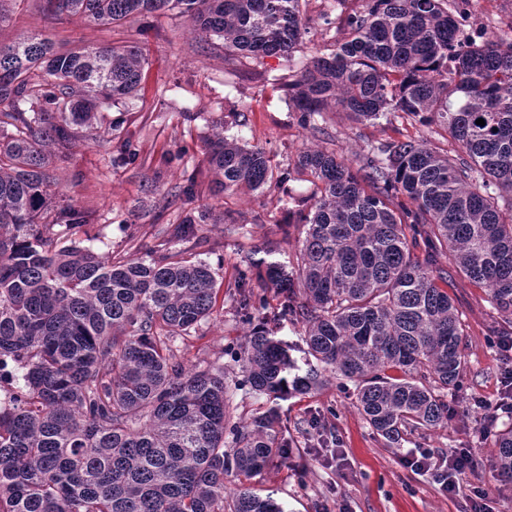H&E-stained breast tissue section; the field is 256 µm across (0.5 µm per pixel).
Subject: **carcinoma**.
Instances as JSON below:
<instances>
[{"mask_svg": "<svg viewBox=\"0 0 512 512\" xmlns=\"http://www.w3.org/2000/svg\"><path fill=\"white\" fill-rule=\"evenodd\" d=\"M42 2L50 17L100 28L176 9L228 56L285 58L276 84L304 129L326 133L329 112L355 123L401 112L458 146L389 140L355 162L307 148L283 168L221 131L206 147L216 188L275 186L302 226L291 271L263 258L250 266L288 293L305 371L290 374L287 351L256 322L265 301L245 270L241 385L279 397L348 380L391 445L448 421L464 329L437 256L487 289L504 317L499 335H512V41L469 31L467 11L449 0H336L330 52L296 70L302 0ZM146 64L136 42L60 51L33 34L0 44V364L24 370V387L0 405V512H281L250 487L224 485L288 458L275 412L230 421L224 369H188L172 349L215 310L210 266L163 243L146 258L99 254L72 239L85 213L51 214L50 159L101 105L135 96ZM298 176L313 195H291ZM211 218L193 208L170 236L190 241ZM52 229L65 245L47 244ZM494 466L512 480V421L496 431Z\"/></svg>", "mask_w": 512, "mask_h": 512, "instance_id": "1", "label": "carcinoma"}]
</instances>
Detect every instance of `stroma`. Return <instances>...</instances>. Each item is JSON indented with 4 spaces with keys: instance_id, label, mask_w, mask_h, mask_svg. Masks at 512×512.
<instances>
[{
    "instance_id": "stroma-1",
    "label": "stroma",
    "mask_w": 512,
    "mask_h": 512,
    "mask_svg": "<svg viewBox=\"0 0 512 512\" xmlns=\"http://www.w3.org/2000/svg\"><path fill=\"white\" fill-rule=\"evenodd\" d=\"M473 29L512 38V0H469ZM308 32L295 54L296 65L324 53L330 43L322 17L332 0H304ZM42 33L71 48L85 44L140 41L148 63L137 95L103 106L93 127L79 129L65 160L49 166L57 180L52 209L69 205L82 210L89 223L79 240L96 251L124 257H147L159 244L187 251L212 269L219 288L213 315L196 331L177 338L178 358L189 368L220 365L230 388L226 404L233 420L275 410L287 461L270 463L249 485L272 498L282 512H470L474 490H483L486 512H512V482L503 481L493 465L494 444L487 403L500 396L501 360L496 331L502 319L486 288L463 276L451 258H439L448 272L447 290L465 326L463 379L448 395L447 424L421 435H407L400 447H388L360 413L352 384L331 380L306 395L277 399L235 388L239 367L231 349L243 347L249 332L234 300L239 273L248 258L261 256L292 268L300 246L290 202L277 189L245 188L212 194L205 144L216 126L226 136L264 149L284 166L307 147H327L347 160L394 134L421 135L419 126L380 120L357 124L345 113L329 115L328 132L301 128L288 98L274 80L284 58L262 62L225 58L217 38L194 34L187 16L167 11L142 25L130 18L107 29L77 15L46 17L41 0H21L10 21L0 25V43ZM129 142L135 160L118 161V147ZM193 186L186 200L183 189ZM205 204L214 223L204 225L200 241L169 238L192 205ZM250 286L266 302L263 312L272 335L289 345L290 356L303 362L302 325L284 310L285 297L251 273ZM453 448L474 449L479 467L462 479V493L448 497L431 473L404 467V458L427 451L447 455Z\"/></svg>"
}]
</instances>
